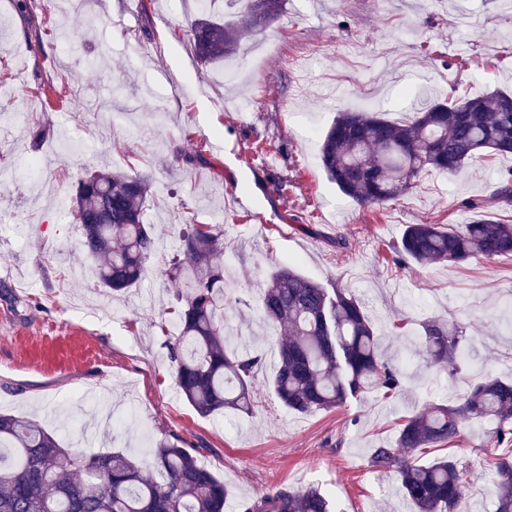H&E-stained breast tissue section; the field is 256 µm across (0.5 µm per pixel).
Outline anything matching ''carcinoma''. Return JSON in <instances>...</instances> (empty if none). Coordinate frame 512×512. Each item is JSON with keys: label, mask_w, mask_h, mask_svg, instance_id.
I'll use <instances>...</instances> for the list:
<instances>
[{"label": "carcinoma", "mask_w": 512, "mask_h": 512, "mask_svg": "<svg viewBox=\"0 0 512 512\" xmlns=\"http://www.w3.org/2000/svg\"><path fill=\"white\" fill-rule=\"evenodd\" d=\"M190 39L198 61L221 64L235 56L246 35L265 31L282 0H195ZM478 156L512 157V94L495 91L462 99L423 98L412 119L396 122L376 112L341 111L323 134L320 161L327 178L359 205H383L411 192L429 171L458 173ZM149 177L99 171L78 181L72 213L82 228V251L98 262L100 286L118 295L136 286L158 250L144 221ZM491 201L512 203V169L500 173ZM418 264L465 263L479 257H512V224L488 216L460 229L409 224L395 247ZM223 233L210 224H188L169 261L175 313L167 343L181 394L202 417L252 412V380L262 358L229 341L224 319ZM260 316L284 336L271 388L290 411L310 414L342 406L374 389L398 392L401 369L379 353V339L358 301L328 291L290 266L272 273ZM428 358L458 370L469 356L463 327L421 325ZM491 419L489 457L496 512H512V383L487 378L456 405H433L406 417L395 442L373 449L370 464L396 473L415 512H465L463 468L453 455L428 465L416 452L455 442L465 424ZM230 491L200 463L196 450L167 438L155 442L151 460L121 452L68 451L34 420L0 414V512H224ZM318 488L282 486L240 504L239 512H330Z\"/></svg>", "instance_id": "1"}]
</instances>
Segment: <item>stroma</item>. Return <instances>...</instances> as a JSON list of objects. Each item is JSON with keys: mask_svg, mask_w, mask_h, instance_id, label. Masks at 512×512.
<instances>
[{"mask_svg": "<svg viewBox=\"0 0 512 512\" xmlns=\"http://www.w3.org/2000/svg\"><path fill=\"white\" fill-rule=\"evenodd\" d=\"M0 0V413L24 415L87 455L147 458L146 439H182L231 490L226 512L288 485L318 487L332 512H411L394 474L369 464L402 419L454 405L486 377L512 379V258L453 266L401 262L407 225L457 228L512 158L474 159L424 176L412 193L361 206L320 164L337 113L407 121L412 93L442 99L512 91V8L502 0H285L236 59L201 66L189 41L193 0ZM269 155L260 156L256 146ZM202 149L204 163L177 153ZM103 169L151 179L146 218L159 251L121 296L81 252L70 185ZM224 234V304L243 345L266 359L255 409L204 418L179 394L162 323L167 259L185 225ZM344 236L347 248L334 244ZM289 265L363 306L402 391L330 411L285 409L269 382L280 338L259 318L271 272ZM457 321L472 340L459 373L428 360L417 331ZM408 322L405 333L394 324ZM495 424H466L452 451L466 465L468 512H495L479 446Z\"/></svg>", "mask_w": 512, "mask_h": 512, "instance_id": "35a3bbf8", "label": "stroma"}]
</instances>
